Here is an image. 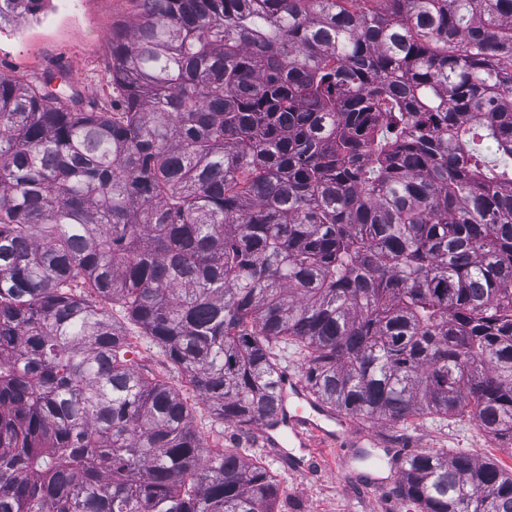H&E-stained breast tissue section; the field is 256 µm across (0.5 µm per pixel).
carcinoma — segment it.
Instances as JSON below:
<instances>
[{"label": "carcinoma", "instance_id": "obj_1", "mask_svg": "<svg viewBox=\"0 0 512 512\" xmlns=\"http://www.w3.org/2000/svg\"><path fill=\"white\" fill-rule=\"evenodd\" d=\"M139 2L109 103L0 75V512H276L84 285L221 423L291 342L334 411L512 443V0ZM392 460L413 512H512L493 461ZM104 306L112 314L113 319L125 328L129 336L131 353H127V359L131 360L133 367L141 374L160 380L183 395L193 410V425L207 448H235L241 428L234 424L213 421L205 403L192 390L185 378L170 368L160 350L151 344L139 328L124 317L118 306Z\"/></svg>", "mask_w": 512, "mask_h": 512}]
</instances>
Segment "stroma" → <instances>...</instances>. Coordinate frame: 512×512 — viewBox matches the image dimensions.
I'll list each match as a JSON object with an SVG mask.
<instances>
[{"instance_id":"obj_1","label":"stroma","mask_w":512,"mask_h":512,"mask_svg":"<svg viewBox=\"0 0 512 512\" xmlns=\"http://www.w3.org/2000/svg\"><path fill=\"white\" fill-rule=\"evenodd\" d=\"M138 14L139 0H79L70 11L62 9L61 0H46L39 14L18 16L0 26V74L29 78L61 66L67 85L85 99L106 100L112 92L107 42L114 29L130 24ZM109 312L129 336L133 367L183 395L207 448L235 447L240 427L213 421L205 403L141 330L128 323L119 307H110ZM320 424L332 431H351V446L338 448L317 435L303 444L285 428L278 434L280 448L265 447L256 437L248 443L249 460L263 461L279 486L280 512H408L407 504L396 498L398 480L384 457L386 449L398 447L408 435L423 452H462L512 470V445L494 440L465 417L395 424L343 416L321 419ZM360 448L381 456L378 473L389 478L384 488L356 481L359 464L354 454Z\"/></svg>"}]
</instances>
